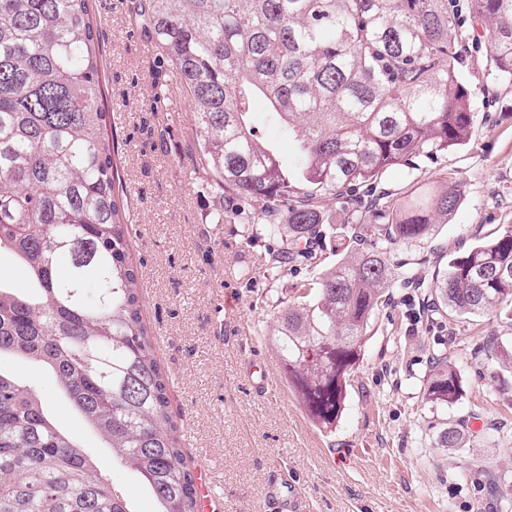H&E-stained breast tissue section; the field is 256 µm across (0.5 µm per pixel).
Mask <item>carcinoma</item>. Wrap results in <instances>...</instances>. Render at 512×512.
<instances>
[{"instance_id":"carcinoma-1","label":"carcinoma","mask_w":512,"mask_h":512,"mask_svg":"<svg viewBox=\"0 0 512 512\" xmlns=\"http://www.w3.org/2000/svg\"><path fill=\"white\" fill-rule=\"evenodd\" d=\"M92 0H0V250L28 273L17 292L0 276V356H24L60 389L134 471L158 512H198L194 477L174 436L170 382L143 323L129 261L126 194L100 106L102 38ZM141 30L192 104L217 222L256 209L262 231L285 241L280 272L312 263L333 235L336 265L296 284L308 300L279 312L271 341L288 387L309 418L332 430L374 320L397 288L414 284L391 250L430 239L457 209L459 185L392 201L374 193L394 166L464 145L475 89L461 75L457 0H133ZM495 79L512 84V0H467ZM263 102L296 143L284 158L251 124ZM369 224L334 226L322 197L361 202ZM436 323L493 314L512 322V229L448 254L427 285ZM94 296H89V290ZM487 359L512 366L489 336ZM459 394L448 338L429 355L423 401ZM465 429L443 423L440 448ZM0 512H132L107 477L48 412L33 386L0 370Z\"/></svg>"}]
</instances>
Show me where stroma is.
Returning a JSON list of instances; mask_svg holds the SVG:
<instances>
[{"label": "stroma", "instance_id": "1", "mask_svg": "<svg viewBox=\"0 0 512 512\" xmlns=\"http://www.w3.org/2000/svg\"><path fill=\"white\" fill-rule=\"evenodd\" d=\"M92 5L104 34L101 76L128 186L143 322L170 380L184 463L217 476L212 512H256L279 470L301 489L305 512H502L503 496L512 497V387L497 390L492 375L503 372L512 383V370L472 350L483 336L511 344L512 322L452 316L442 331L426 319L416 289L395 290L375 318L336 429L316 427L270 341L279 311L300 302L297 285L310 279L309 264L284 276L268 271L280 240L260 234L248 241L238 221L216 222L215 202L194 174L199 154L185 90L135 24L131 0ZM462 74L477 87V102H492L478 112L467 143L432 162L390 168L378 182L396 201L420 187L464 184L459 208L431 243L391 256L410 263L420 283L435 277L437 254L512 228V84L498 83L475 52ZM158 81L167 86L162 107L154 102ZM442 332L462 384L460 399L444 410L422 399L429 345ZM0 369L38 386L84 449L109 457L96 435L79 429L49 371L10 355L0 357ZM460 420L464 447H437L441 422Z\"/></svg>", "mask_w": 512, "mask_h": 512}]
</instances>
